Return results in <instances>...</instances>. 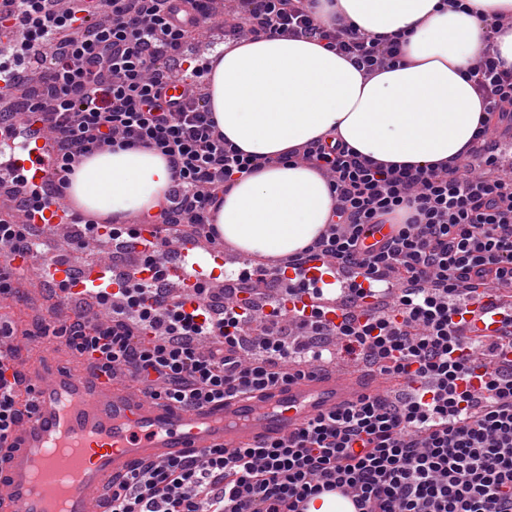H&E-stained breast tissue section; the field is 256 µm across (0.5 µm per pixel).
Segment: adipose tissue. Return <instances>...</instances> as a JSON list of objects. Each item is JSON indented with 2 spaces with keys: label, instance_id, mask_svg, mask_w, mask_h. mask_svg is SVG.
<instances>
[{
  "label": "adipose tissue",
  "instance_id": "adipose-tissue-1",
  "mask_svg": "<svg viewBox=\"0 0 512 512\" xmlns=\"http://www.w3.org/2000/svg\"><path fill=\"white\" fill-rule=\"evenodd\" d=\"M313 0L323 24L403 36V66L364 77L309 37H264L225 49L213 63L208 107L242 151L278 155L334 130L360 154L388 164L430 165L462 155L484 106L465 74L483 49V17H512V0ZM171 165L146 149L86 157L71 178L76 208L121 217L152 212ZM333 199L305 164L259 170L225 194L215 229L247 255L291 256L323 230Z\"/></svg>",
  "mask_w": 512,
  "mask_h": 512
}]
</instances>
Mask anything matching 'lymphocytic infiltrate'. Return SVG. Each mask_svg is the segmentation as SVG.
I'll return each mask as SVG.
<instances>
[{
    "label": "lymphocytic infiltrate",
    "instance_id": "obj_1",
    "mask_svg": "<svg viewBox=\"0 0 512 512\" xmlns=\"http://www.w3.org/2000/svg\"><path fill=\"white\" fill-rule=\"evenodd\" d=\"M105 21L77 27L84 0H13L17 18L54 46L52 63L16 108L0 106V125L39 126L57 149L49 191L65 194L84 158L118 146L147 148L166 157L172 181L159 210L145 224L213 236L212 217L235 181L290 162L311 165L326 178L332 211L309 252L364 269L360 298L378 297L397 277L403 289L391 315L343 321L339 335L361 348L369 366L418 379L406 401L367 397L320 416L296 433L228 451L210 448L162 462L134 464L106 488L104 512H303L325 487L350 488L360 512H512V312L492 344L498 366L480 388L466 385L463 356L470 347L458 317L471 285H512V168L498 165L512 141V69L494 41L504 16L483 18L484 48L466 77L484 113L465 156L431 165L385 164L350 148L335 132L280 155L243 153L219 130L202 94L211 60L191 56L190 28L170 21L173 0H102ZM240 14L224 17L230 41L261 36L312 37L363 74L399 65L401 37L361 32L340 22L320 24L310 0H241ZM189 79L181 104L167 100L174 71ZM0 215V247L23 253L34 245L29 204ZM404 223L376 248L364 250L365 225L398 213ZM150 282L131 278L125 304L110 318L52 328L71 350L90 357L99 374L125 369L153 398L202 406L288 384L298 352L322 361L315 339L300 344L266 336L261 355L238 357L240 336L256 307L204 304L192 311L144 307ZM161 322L145 338V325ZM16 327L0 317V445L23 418L22 381L15 352L2 348ZM215 336L209 354L194 340Z\"/></svg>",
    "mask_w": 512,
    "mask_h": 512
}]
</instances>
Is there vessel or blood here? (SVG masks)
I'll return each instance as SVG.
<instances>
[{
	"label": "vessel or blood",
	"instance_id": "1",
	"mask_svg": "<svg viewBox=\"0 0 512 512\" xmlns=\"http://www.w3.org/2000/svg\"><path fill=\"white\" fill-rule=\"evenodd\" d=\"M20 32L10 0H0V45L16 40ZM10 163L26 171L30 184L39 187L53 174L55 155L47 138L39 134L30 137L28 148ZM41 208L46 226L69 233L71 247L79 248L67 200L47 198ZM127 230L130 262L147 278L155 269H163L171 284L169 306L190 310L210 292L232 287V280L221 275L226 250L199 240L189 246L188 263L172 266L165 261L171 244L157 226L131 224ZM0 263L24 274L51 270V294L60 307L72 306L77 297L93 303L100 293H119L117 284H104L99 264L84 268L76 280L69 262L34 249L19 254L2 248ZM351 276V271L330 260H308L302 270L279 273L283 288L265 313L273 319H294L302 308L318 302L327 307V320L340 323L343 314L336 291L348 288ZM313 279L323 290L318 301L307 291ZM500 305L493 291L474 298L465 316L464 335L485 336L486 324ZM359 352L357 344L343 341L336 353L345 371H316L257 397L242 395L201 407L152 399L128 377L118 380L74 372L45 380L29 371L25 359H18L17 371L35 392L14 432L15 446L0 468V512H52L57 499L63 500L64 512H95L107 481L124 476L137 462L163 461L208 448L255 446L289 436L309 421L364 397L387 395L386 375L376 372L370 380L362 379Z\"/></svg>",
	"mask_w": 512,
	"mask_h": 512
}]
</instances>
